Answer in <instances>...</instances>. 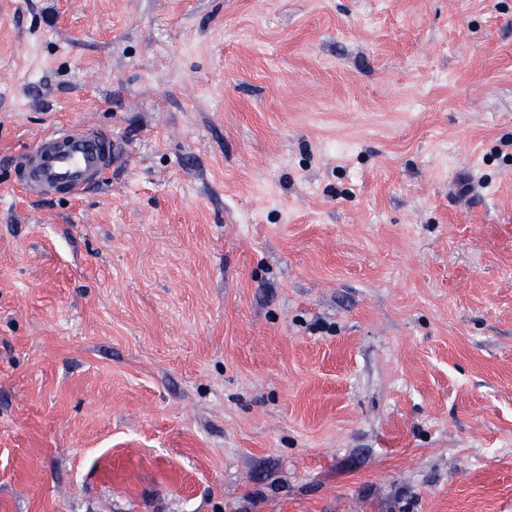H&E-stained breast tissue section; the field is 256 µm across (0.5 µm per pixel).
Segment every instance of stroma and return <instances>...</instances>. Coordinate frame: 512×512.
<instances>
[{"mask_svg":"<svg viewBox=\"0 0 512 512\" xmlns=\"http://www.w3.org/2000/svg\"><path fill=\"white\" fill-rule=\"evenodd\" d=\"M0 512H512V0H0ZM114 157L112 134L70 124L42 135L24 153L19 180L32 195L75 196L102 183Z\"/></svg>","mask_w":512,"mask_h":512,"instance_id":"obj_1","label":"stroma"}]
</instances>
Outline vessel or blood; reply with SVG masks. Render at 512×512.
Listing matches in <instances>:
<instances>
[{
	"label": "vessel or blood",
	"mask_w": 512,
	"mask_h": 512,
	"mask_svg": "<svg viewBox=\"0 0 512 512\" xmlns=\"http://www.w3.org/2000/svg\"><path fill=\"white\" fill-rule=\"evenodd\" d=\"M115 147L106 131L70 124L42 135L24 153L20 181L33 195L75 196L102 183Z\"/></svg>",
	"instance_id": "b4317fda"
}]
</instances>
